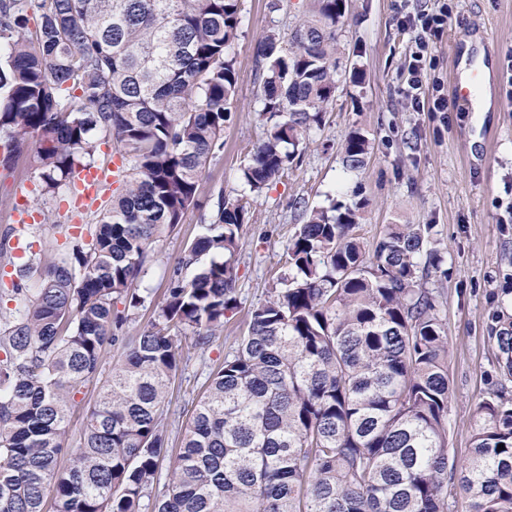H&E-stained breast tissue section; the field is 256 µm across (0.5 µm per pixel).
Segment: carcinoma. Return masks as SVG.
<instances>
[{"instance_id": "1", "label": "carcinoma", "mask_w": 512, "mask_h": 512, "mask_svg": "<svg viewBox=\"0 0 512 512\" xmlns=\"http://www.w3.org/2000/svg\"><path fill=\"white\" fill-rule=\"evenodd\" d=\"M241 11L242 0H0L3 161L32 155L53 192L103 143L127 163L91 240L67 237L38 287L0 290L14 303L0 319V512H143L168 447L178 333L204 350L234 316L250 196L288 174L336 87L346 0H314L288 36L257 46L267 129L241 167L249 194L218 197L153 319L127 339L153 244L199 204L224 148ZM370 148L351 130L344 166L361 169ZM363 209L304 210L274 288L192 406L153 512H448L456 487L470 512H512V398L479 402L469 457L449 454L448 337L423 287L440 272L433 225L388 224L369 254ZM490 332L511 377L512 321L497 315ZM115 345L124 358L69 452L71 411Z\"/></svg>"}]
</instances>
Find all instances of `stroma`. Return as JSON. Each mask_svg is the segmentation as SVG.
Listing matches in <instances>:
<instances>
[{
	"label": "stroma",
	"mask_w": 512,
	"mask_h": 512,
	"mask_svg": "<svg viewBox=\"0 0 512 512\" xmlns=\"http://www.w3.org/2000/svg\"><path fill=\"white\" fill-rule=\"evenodd\" d=\"M452 12L448 33L438 43L422 73L424 90L434 82L449 83L456 51L482 60L491 73L493 96L505 93L506 55L512 51V0H447ZM244 0L235 47L238 83L232 116L224 128V148L209 165L200 206L188 210L183 224L163 235L153 247L140 281L151 302L162 300L166 273L182 257L199 225L209 223L218 197L247 194L240 177L246 153L266 131L262 115L261 65L256 47L272 29L288 31L308 15L312 0ZM433 0H349L337 36L340 72L325 124L299 146L288 177L273 184L251 204L244 235L235 256L238 309L206 351L193 352L183 363L165 406L168 453L153 494L164 490L180 446L188 409L203 391L211 367L232 352L244 322L263 302L303 210L330 200L364 201L360 233L373 242L385 225L430 224L448 273L426 281L440 302L448 336L451 399L448 407V448L465 460L473 435L477 404L497 389L512 397V378L498 365V350L488 339L495 308L512 316V294H503V276L512 273V223H502L512 203V108L465 112L449 106L444 112L413 109L405 96L410 35L401 20L407 13L432 6ZM489 46H482L481 34ZM354 128L372 142L367 165L358 171L342 163L341 144ZM51 216L48 224L16 231L11 220L19 193ZM63 195L44 192L30 156L11 166L0 165V268L47 262L66 237L57 227L67 216L59 208ZM27 243L23 256L13 252L14 240Z\"/></svg>",
	"instance_id": "1"
}]
</instances>
